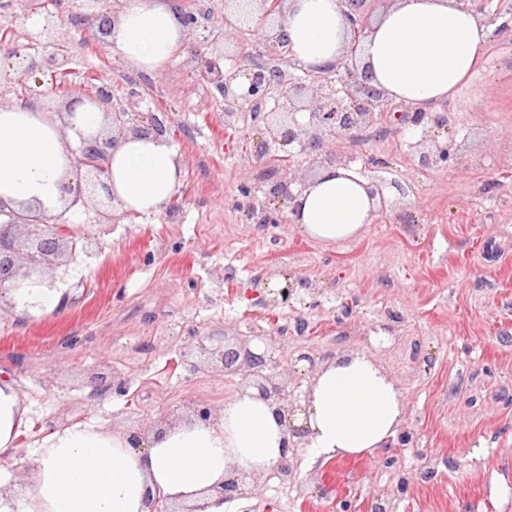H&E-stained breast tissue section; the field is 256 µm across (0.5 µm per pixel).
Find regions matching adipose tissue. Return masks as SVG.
<instances>
[{"mask_svg":"<svg viewBox=\"0 0 512 512\" xmlns=\"http://www.w3.org/2000/svg\"><path fill=\"white\" fill-rule=\"evenodd\" d=\"M479 15L454 0H396L373 25L360 59L390 100L425 111L452 100L475 74L492 33ZM297 67L320 72L345 51L347 32L338 0H288L286 27ZM184 38L169 0H123L108 40L136 70H164ZM68 127L40 103L0 106V204L56 214L74 178L68 142L99 134L103 113L84 103ZM111 187L123 209L163 210L178 195L183 163L166 138L127 136L109 160ZM368 182L350 168L326 167L297 197L288 218L313 240L335 244L358 236L373 221ZM406 415V401L375 357L354 351L328 357L310 377L298 423L307 425L306 465L315 469L353 455L387 453ZM27 425L14 385L0 379V456ZM283 429L255 390L225 399L217 423L183 421L149 434L133 450L125 434L102 425L52 431L33 452L24 485L0 468V512H149L147 493L225 512L217 494L231 470L266 475L281 456Z\"/></svg>","mask_w":512,"mask_h":512,"instance_id":"adipose-tissue-1","label":"adipose tissue"}]
</instances>
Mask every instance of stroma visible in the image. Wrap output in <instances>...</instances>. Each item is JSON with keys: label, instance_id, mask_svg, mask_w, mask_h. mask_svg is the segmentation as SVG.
Segmentation results:
<instances>
[{"label": "stroma", "instance_id": "stroma-1", "mask_svg": "<svg viewBox=\"0 0 512 512\" xmlns=\"http://www.w3.org/2000/svg\"><path fill=\"white\" fill-rule=\"evenodd\" d=\"M115 0H71L55 47L12 29L14 15L44 20L51 0H0V99H36L59 121L99 80L113 103L164 118L184 164L179 221L130 214L98 224L92 208L65 221L86 247L63 274L64 300L50 312L0 302V378L28 410L26 430L0 462L23 478L39 441L76 423L147 428L155 418L220 408L236 380L180 361L198 332L271 334L281 360L367 351L397 381L406 421L389 456L347 457L307 470L283 495L276 476L258 482L238 512H512V24L493 36L478 74L452 101L462 151L445 168H422L404 126L383 121L352 147L377 159L367 180H395V208L377 213L355 239L310 240L295 225L249 219L242 182L265 200L271 164L245 150L248 115L224 124V98L200 79L193 54L214 51L205 31L186 34L157 76L138 73L98 29ZM20 45L43 62L70 60L65 87L20 80L9 57ZM291 277L288 302L272 306L269 283ZM308 329L296 337L294 320ZM434 470H426V459Z\"/></svg>", "mask_w": 512, "mask_h": 512}]
</instances>
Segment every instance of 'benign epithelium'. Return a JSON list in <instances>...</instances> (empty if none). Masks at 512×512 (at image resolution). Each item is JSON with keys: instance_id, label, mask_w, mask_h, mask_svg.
Wrapping results in <instances>:
<instances>
[{"instance_id": "7a95c632", "label": "benign epithelium", "mask_w": 512, "mask_h": 512, "mask_svg": "<svg viewBox=\"0 0 512 512\" xmlns=\"http://www.w3.org/2000/svg\"><path fill=\"white\" fill-rule=\"evenodd\" d=\"M286 0H224V17L217 21L208 7L180 8L183 27L188 31L199 29L217 33L224 43L238 42L241 34L248 32L258 54L279 57L278 49L287 39L283 30ZM365 0H340L349 30L348 45L336 68L311 74L305 81L298 80L280 88L277 72L251 63L227 68L226 55L214 53L196 57V71L208 84L224 96L234 111L224 113V124L238 120V111L253 109L260 99L274 100L268 112L254 114L252 127L260 137L249 145L250 156L264 160L271 146H278L286 163L285 174L270 188V200L277 203L271 208L256 207L248 203V215L258 224H278L285 221L283 207L291 205L305 188L296 182L295 172L308 162L318 167H350L355 156L345 147V141L355 142L362 131L379 124L387 101L372 84V76L360 70L357 60L363 40L370 30L369 16L364 10ZM17 73L23 79L33 76L34 67L22 49L10 52ZM89 103L102 108L110 115L111 133L84 140L73 151V164L83 168L93 180L87 184L77 182L69 187L73 203H85L96 197V189L104 198L96 201L94 211L99 221L117 224L126 215L106 180L108 162L118 140L128 134L135 136H163L166 125L156 115L147 116L146 123H132V113L116 108L112 103L110 85L104 83L89 98ZM403 122L422 129L419 140L410 145L419 165L427 168L446 167L458 160L459 146L450 136V122L445 112H414L404 116ZM0 293L23 287L26 282L37 280L48 288L56 287V280L44 277V270L52 262L65 257L66 262L76 258L78 239L69 224H53L44 214L33 218L14 210L0 208ZM22 226L35 228L26 251L18 246V230ZM181 362L192 370L216 369L227 377H239L240 387L254 389L257 396L275 405L279 423L285 427L280 461L274 475L282 480L292 477L290 453L304 446L309 430L295 424L298 411L302 410L300 397L295 391L298 382L290 379L288 364L275 357L271 340L264 334L241 338L224 328V335L211 333L195 337L192 348L181 354ZM254 488L248 474L237 473L218 487L217 493L224 501L249 500ZM204 506H188L182 510L171 507L167 498L156 495L150 502V512H203Z\"/></svg>"}]
</instances>
